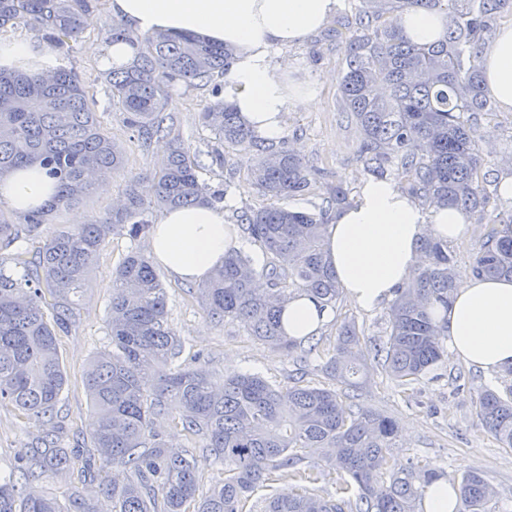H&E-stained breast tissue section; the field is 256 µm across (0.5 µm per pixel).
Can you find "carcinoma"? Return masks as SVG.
<instances>
[{"label": "carcinoma", "instance_id": "cac0c4a2", "mask_svg": "<svg viewBox=\"0 0 512 512\" xmlns=\"http://www.w3.org/2000/svg\"><path fill=\"white\" fill-rule=\"evenodd\" d=\"M93 2L0 0V28L28 29L37 43L68 52ZM418 8L446 15L442 38L419 44L404 33L398 20ZM354 10L339 90L360 128L367 171L381 174L397 159L410 192L425 206H455L491 224L470 270L479 277H512V208L491 206L480 131L471 119L495 111L483 90L482 41L498 17L512 14V0H358ZM105 44L127 47L101 78L127 125L147 143L165 135L162 112L174 87L226 74L232 60L224 45L181 33L140 36L120 22ZM201 120L214 135L208 151L213 163L224 164L226 146L253 156L250 176L269 204L245 220L269 255L271 282L255 287L251 259L235 251L196 288L199 302L214 320L236 321L270 347L293 354L300 344L285 333V304L300 293L333 308L342 294L324 249L326 211L281 204L308 188L310 170L286 146L258 143L222 100L207 106ZM29 166L56 179V196L20 224L0 214L1 247L19 240L37 245L31 260L26 250L0 260V403L32 421L40 435L15 470L0 476V512H99L101 494L112 498L113 512H254V490L280 479L288 481V492L265 501L263 512H419L423 487L441 474L427 462L392 467L399 433L391 417L302 379L284 388L230 372L218 390L206 366L173 367L182 341L169 321L166 289L150 260L136 251L112 274V348L98 353L85 372L95 414L85 464L96 470L98 484L63 502L28 493L31 483L69 471L77 455L62 447L56 422L67 384L58 332L75 317L74 297L104 244L123 230L134 240L146 236L155 211L224 202V191L199 181L189 148L175 140L148 197L132 184L109 217L62 226L42 238L53 213L75 206L96 183L125 168L123 148L102 129L80 77L61 66L35 74L0 69V178ZM17 267L24 274L16 275ZM457 274L448 242L425 239L417 275L396 289L388 308L384 339L369 344L354 323H343L322 366L326 378L357 392L379 366L409 387L443 366L440 312L448 309ZM477 407L489 432L512 448V385L502 393L481 390ZM156 415L223 465L209 494L199 493L189 450L154 430ZM311 451L322 453L324 467L305 463ZM331 474L336 496L315 493L314 485ZM494 496L482 472L462 476L461 512H491Z\"/></svg>", "mask_w": 512, "mask_h": 512}]
</instances>
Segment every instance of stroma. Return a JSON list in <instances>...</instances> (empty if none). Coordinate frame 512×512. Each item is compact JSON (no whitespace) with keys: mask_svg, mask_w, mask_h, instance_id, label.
Wrapping results in <instances>:
<instances>
[{"mask_svg":"<svg viewBox=\"0 0 512 512\" xmlns=\"http://www.w3.org/2000/svg\"><path fill=\"white\" fill-rule=\"evenodd\" d=\"M97 21L85 24L84 31L62 63L83 79L89 104L98 113L102 126L125 151L123 175L108 179L107 189H93L75 207L54 213L56 224L88 221L111 212L117 198L123 196L129 179L151 176L161 171L169 139H178L198 156L197 174L212 189L226 192V216L240 223L243 215L266 205L267 200L253 185L249 169L251 159L235 150H227L223 166L212 165L207 150L213 140L200 114L213 103L217 89L223 88V75H214L208 83L175 88L163 109L168 139L142 143L124 122L119 108L108 95L100 73L106 46L104 36L112 28L107 0H97L92 10ZM343 28L335 18L325 29L313 35L301 47L277 51L275 61H287L288 80L299 89L316 91L318 104L309 110H289L284 140L312 169L308 192L288 198L292 208H314L325 203L330 185L343 182L349 193H356L367 173L359 155V131L345 112L338 90L344 68L345 43L336 33ZM482 139L479 148L489 163L491 179L512 172L504 158L512 156V112H480L476 115ZM147 251L148 241L130 239L125 233L110 238L93 265L87 280L78 315L59 333L62 361L68 383L58 405L60 437L68 448L90 446L92 412L84 380L93 356L110 349L107 313L112 295V272L130 250ZM168 296L171 324L183 341L180 365H206L214 382H222L225 371L258 374L271 383L285 387L296 374L295 358L284 355L255 337L236 322L219 323L202 310L190 284L162 273ZM386 306L372 311L358 308L348 297H341L333 319L317 336L318 345L308 357L306 379L325 383L321 365L336 343L337 329L343 322L355 323L364 340H379L386 334ZM464 372L461 383L450 375ZM501 374H489L448 356L437 378H426L404 388L382 370H373L367 386L355 400L356 405L391 416L402 433L392 460L406 464L421 460L444 471L448 481L459 483L469 470L484 473L496 491L498 512H512V449L502 447L482 423L476 406L481 389L503 388ZM37 427L11 406L0 404V472L9 473L17 465L24 449L35 446Z\"/></svg>","mask_w":512,"mask_h":512,"instance_id":"stroma-1","label":"stroma"}]
</instances>
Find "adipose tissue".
I'll list each match as a JSON object with an SVG mask.
<instances>
[{
    "mask_svg": "<svg viewBox=\"0 0 512 512\" xmlns=\"http://www.w3.org/2000/svg\"><path fill=\"white\" fill-rule=\"evenodd\" d=\"M340 0H109L110 16L142 32H188L233 48L224 100L261 139L278 140L289 108L317 104L315 91L290 92L287 64H274L278 48L303 45L336 17ZM50 51L33 53L22 41L0 39V67L39 72ZM485 90L512 112V24L500 26L482 53ZM56 187L42 169L27 167L0 179V198L24 216L49 203ZM462 213L424 207L394 178L361 180L355 200L327 224L325 251L347 297L370 311L409 282L420 264L423 237L456 239L468 233ZM240 242L220 205L166 210L153 224L148 247L154 261L183 282L209 278ZM332 319L307 296L291 299L283 320L291 338L319 334ZM446 344L464 363L488 372L512 366V280L465 278L446 314Z\"/></svg>",
    "mask_w": 512,
    "mask_h": 512,
    "instance_id": "1",
    "label": "adipose tissue"
}]
</instances>
